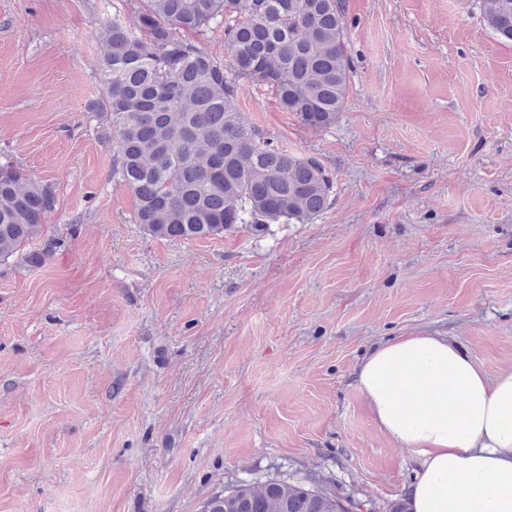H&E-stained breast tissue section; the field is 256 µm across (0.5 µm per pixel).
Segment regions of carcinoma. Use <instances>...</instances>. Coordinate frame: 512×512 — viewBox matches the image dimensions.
<instances>
[{
  "mask_svg": "<svg viewBox=\"0 0 512 512\" xmlns=\"http://www.w3.org/2000/svg\"><path fill=\"white\" fill-rule=\"evenodd\" d=\"M140 34L115 14L102 31L100 108L118 138L113 177L134 193V222L152 236L221 237L238 224H305L334 200L312 156L280 147L232 107L246 79L302 125L323 129L343 110L351 57L343 0H141ZM484 21L512 41V0H481ZM224 25L227 59L199 39ZM55 192L0 161V264L36 239ZM202 512H349L322 479H242Z\"/></svg>",
  "mask_w": 512,
  "mask_h": 512,
  "instance_id": "cac0c4a2",
  "label": "carcinoma"
}]
</instances>
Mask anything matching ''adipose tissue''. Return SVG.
Returning <instances> with one entry per match:
<instances>
[{"instance_id": "ef3b65f1", "label": "adipose tissue", "mask_w": 512, "mask_h": 512, "mask_svg": "<svg viewBox=\"0 0 512 512\" xmlns=\"http://www.w3.org/2000/svg\"><path fill=\"white\" fill-rule=\"evenodd\" d=\"M356 385L420 464L409 512H512V369L488 377L461 344L417 333L371 349Z\"/></svg>"}]
</instances>
